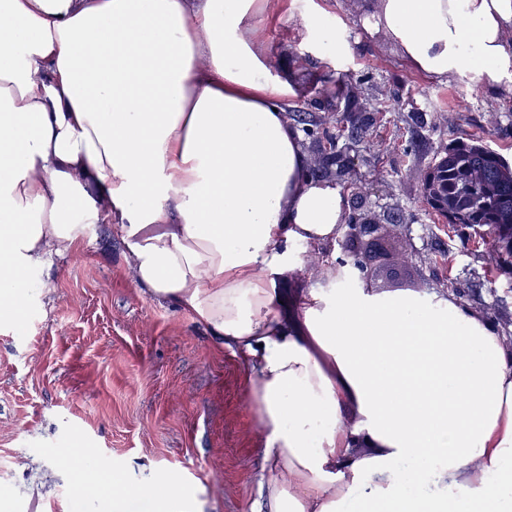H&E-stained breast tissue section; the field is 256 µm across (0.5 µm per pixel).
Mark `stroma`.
Here are the masks:
<instances>
[{
	"label": "stroma",
	"instance_id": "obj_1",
	"mask_svg": "<svg viewBox=\"0 0 512 512\" xmlns=\"http://www.w3.org/2000/svg\"><path fill=\"white\" fill-rule=\"evenodd\" d=\"M369 0H294L262 36L276 72L295 93L288 120L349 146L346 103L379 115L355 153L363 217L397 212L419 257L410 268L424 292L472 289L484 319L512 309V269L488 268L471 230L444 224L422 197L420 175L456 140L477 138L512 164V91L485 89L474 73L432 79L409 68L369 28ZM342 20L352 50L318 44L298 15ZM336 123L323 127L324 117ZM20 320L0 321V501L6 512H156L153 501L77 494L64 457L85 455L126 487L176 473L197 512H254L264 438L240 358L171 304L134 284L108 225L86 228L85 245L29 275Z\"/></svg>",
	"mask_w": 512,
	"mask_h": 512
}]
</instances>
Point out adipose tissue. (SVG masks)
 Masks as SVG:
<instances>
[{
	"mask_svg": "<svg viewBox=\"0 0 512 512\" xmlns=\"http://www.w3.org/2000/svg\"><path fill=\"white\" fill-rule=\"evenodd\" d=\"M276 2L0 0V319L110 225L138 288L245 362L258 512H512V352L488 320L333 270L278 313L294 243L334 241L344 199L307 177L293 86L257 38ZM372 17L422 75L512 84V0H375Z\"/></svg>",
	"mask_w": 512,
	"mask_h": 512,
	"instance_id": "adipose-tissue-1",
	"label": "adipose tissue"
}]
</instances>
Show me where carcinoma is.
Wrapping results in <instances>:
<instances>
[{
	"mask_svg": "<svg viewBox=\"0 0 512 512\" xmlns=\"http://www.w3.org/2000/svg\"><path fill=\"white\" fill-rule=\"evenodd\" d=\"M371 113L349 117L352 143L362 141L373 126ZM316 137L312 149L322 154L321 177L344 181L353 167L344 150L323 153V142ZM427 202L432 212L448 224L485 229L501 244L497 263L512 264V167L493 150L474 140L448 145L426 170Z\"/></svg>",
	"mask_w": 512,
	"mask_h": 512,
	"instance_id": "1",
	"label": "carcinoma"
}]
</instances>
